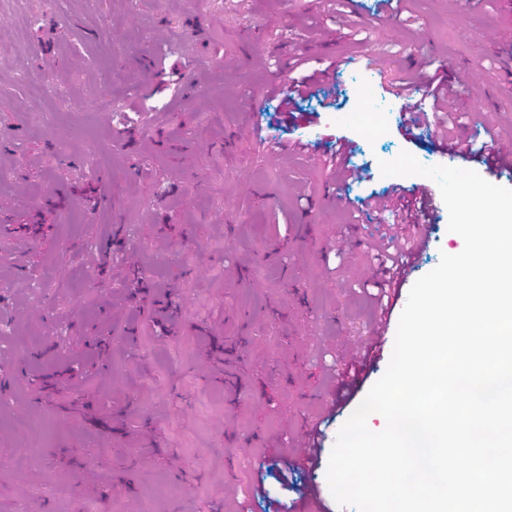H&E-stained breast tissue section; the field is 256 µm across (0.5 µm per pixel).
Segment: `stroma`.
I'll list each match as a JSON object with an SVG mask.
<instances>
[{"mask_svg":"<svg viewBox=\"0 0 512 512\" xmlns=\"http://www.w3.org/2000/svg\"><path fill=\"white\" fill-rule=\"evenodd\" d=\"M379 9L380 0H0V223L48 235L22 267L13 256L25 236L0 243V327L35 340L0 357V416L59 423L42 470L17 459L0 471V512H269L291 495L301 508L356 512L331 495L329 456L392 355L357 364L375 331L362 288L374 226L357 205L396 186L439 196L435 181L385 176L380 163L403 150L426 166L444 159L402 134L390 76L372 78L388 129L371 141L331 122L330 89L301 101L308 119L291 126L269 91L298 54L440 66L459 135L494 133L512 155V0H476L465 15L458 0H404L387 26L374 22ZM218 53L222 67L197 70ZM336 138L358 172L343 184L323 156L290 149ZM277 142L284 151L273 152ZM117 176L123 193L112 198ZM106 210L110 222L95 223ZM78 222L79 237L69 231ZM462 248L439 207L413 278ZM240 333L247 372L228 394L215 371L225 337ZM72 414L82 426H65ZM303 416L320 423L321 443L311 463L294 465L289 492L254 462L270 439L304 447ZM116 446L131 459L150 449L154 462L130 480L122 468L83 471L85 458H111ZM259 480L265 498L246 496Z\"/></svg>","mask_w":512,"mask_h":512,"instance_id":"1","label":"stroma"}]
</instances>
